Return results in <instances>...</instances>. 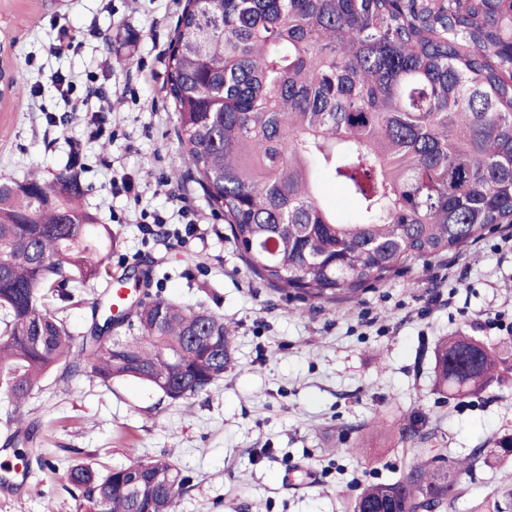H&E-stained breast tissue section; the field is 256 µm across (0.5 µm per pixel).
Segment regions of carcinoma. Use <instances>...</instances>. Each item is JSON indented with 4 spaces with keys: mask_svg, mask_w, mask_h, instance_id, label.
<instances>
[{
    "mask_svg": "<svg viewBox=\"0 0 512 512\" xmlns=\"http://www.w3.org/2000/svg\"><path fill=\"white\" fill-rule=\"evenodd\" d=\"M167 96L188 177L250 271L303 300L334 303L418 261L512 224V0H186L168 57ZM353 198L340 215L320 193ZM72 162L46 182L0 180V393L13 406L5 446L29 443L23 411L41 381L92 368L104 386L134 378L172 401L224 379L233 329L204 305L146 290L124 318L72 334L51 310L110 274L117 234L81 199ZM512 384V351L449 336L435 386L450 398ZM512 461V433L494 440ZM417 463L365 486L352 512H438L460 490L461 462ZM82 512H176L190 483L171 458L71 465Z\"/></svg>",
    "mask_w": 512,
    "mask_h": 512,
    "instance_id": "carcinoma-1",
    "label": "carcinoma"
}]
</instances>
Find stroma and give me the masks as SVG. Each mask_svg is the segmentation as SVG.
I'll return each instance as SVG.
<instances>
[{
    "instance_id": "stroma-1",
    "label": "stroma",
    "mask_w": 512,
    "mask_h": 512,
    "mask_svg": "<svg viewBox=\"0 0 512 512\" xmlns=\"http://www.w3.org/2000/svg\"><path fill=\"white\" fill-rule=\"evenodd\" d=\"M185 2L0 0L18 87L0 104V178L52 180L70 162V140H81L83 205L118 236L111 278L152 269L164 295L205 304L235 328L223 380L186 402L134 380L106 387L89 371L65 386L46 379L27 407L57 468L31 467L29 489L0 495V512H44L49 501L77 512L60 477L78 451L102 468L170 454L190 478L176 512H351L367 485L512 433V386L459 402L434 382L443 337L512 338L494 326L512 322V227L333 304L255 278L200 187L168 179L185 166L165 90ZM56 72L67 94L51 84ZM124 176L134 192L113 194ZM157 215L166 226H152ZM410 425L418 435L403 438ZM500 475L497 463L477 465L444 512H487Z\"/></svg>"
}]
</instances>
